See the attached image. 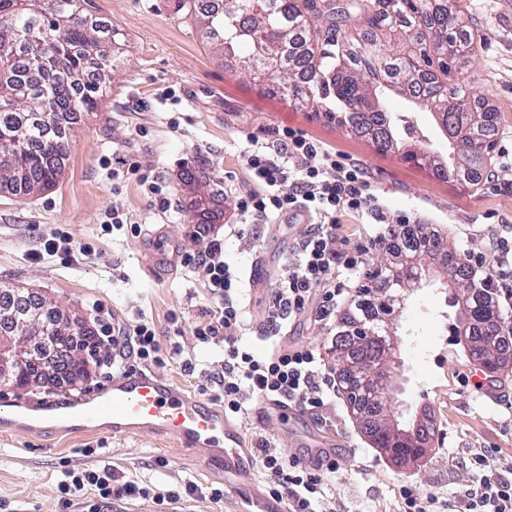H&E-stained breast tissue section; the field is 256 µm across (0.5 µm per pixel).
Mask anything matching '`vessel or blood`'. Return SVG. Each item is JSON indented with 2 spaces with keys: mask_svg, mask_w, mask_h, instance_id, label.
Masks as SVG:
<instances>
[{
  "mask_svg": "<svg viewBox=\"0 0 512 512\" xmlns=\"http://www.w3.org/2000/svg\"><path fill=\"white\" fill-rule=\"evenodd\" d=\"M296 405L264 400L253 416L262 422L299 414ZM73 414L86 431L106 428L113 435L155 433L175 439L178 447L219 460L225 472L243 475L252 466L243 456L242 433L229 423L222 407L188 395L154 373L125 367L116 370L111 384L97 398L74 403Z\"/></svg>",
  "mask_w": 512,
  "mask_h": 512,
  "instance_id": "vessel-or-blood-1",
  "label": "vessel or blood"
}]
</instances>
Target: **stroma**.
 Listing matches in <instances>:
<instances>
[{
  "instance_id": "obj_1",
  "label": "stroma",
  "mask_w": 512,
  "mask_h": 512,
  "mask_svg": "<svg viewBox=\"0 0 512 512\" xmlns=\"http://www.w3.org/2000/svg\"><path fill=\"white\" fill-rule=\"evenodd\" d=\"M460 2L476 45L461 79L497 113V146L512 149V0ZM87 15L120 30L122 52L98 109L78 115L56 184L25 197L0 186V281L38 292L90 323L99 314L125 326L146 319L163 333L170 314H177L183 333L177 344L163 342L165 361L151 370L201 398L214 396L204 372L220 367L224 347L198 343L192 334L208 300L178 256L198 249L196 225L208 224L223 236L227 258L245 278L254 260L270 271L282 265L309 230L305 222L243 223L238 199L256 188L243 153L257 129L290 127L347 156L366 170L388 222L412 214L442 229L457 251L476 245L480 234L512 225V189L489 183L476 190L440 178L404 157L416 145L412 135H399L398 148L382 152L322 113L264 90L226 65L199 23L177 17L169 0H90ZM121 161L165 179L173 202L167 213L152 209L135 176L113 181L112 169ZM115 209L129 225L105 232ZM133 223L141 225L140 235L131 234ZM228 224L241 225V234L225 235ZM55 228L86 245V253L69 262L37 259ZM160 238L169 241L175 257L154 252ZM426 266V276L408 289L396 312L398 345L389 362L394 385L388 390L389 404L403 421L418 418L432 428L423 458L400 464L380 456L345 400L300 419L259 423L249 416L237 422L248 449L266 438L283 445L287 433L296 439L293 453L299 457L333 442L336 475L329 496L342 512H396L401 490L410 485L448 494L472 479L474 453L512 464V352L492 394L463 386L461 378L474 363L449 335L455 310L444 286L445 267L436 255ZM178 347L195 355L200 369L194 375L181 371ZM114 357L111 343H100L90 377L65 396L0 385V415L17 403L37 409L95 398L112 381L106 368ZM105 468L156 493L188 481L224 492L218 503L182 500L178 512H240L243 506V494L225 478L223 465L204 464L171 438L49 427L38 435L0 432V512H88L86 495L63 506L60 484L68 471Z\"/></svg>"
}]
</instances>
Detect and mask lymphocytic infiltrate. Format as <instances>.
Masks as SVG:
<instances>
[{
  "instance_id": "lymphocytic-infiltrate-1",
  "label": "lymphocytic infiltrate",
  "mask_w": 512,
  "mask_h": 512,
  "mask_svg": "<svg viewBox=\"0 0 512 512\" xmlns=\"http://www.w3.org/2000/svg\"><path fill=\"white\" fill-rule=\"evenodd\" d=\"M244 153L258 188L241 198V216L252 224H274L282 218L310 220V231L298 241L291 256L273 275L266 310L268 352L259 353L239 342L244 324L241 281L224 255V242L199 228L195 238L201 248L185 252L183 268L200 282L215 307L206 309L192 334L202 342L224 346L220 370L212 373L218 400L225 416H239L247 398L284 401L312 411L335 405L339 396L336 372L327 365L320 348L287 343L285 337L297 322L314 315L325 328L335 329L336 312L349 290L355 288L365 266L368 250L381 247L395 252L399 236L388 234L383 209L370 182L358 165L348 162L307 134L289 128H264L250 134ZM313 158L303 170H291L290 158ZM357 214L372 219L373 229L364 245L337 249L336 228L341 216ZM487 254L466 251L483 281L499 300H512V278L504 271L512 260V240L490 238ZM106 339L118 346L122 357L138 364L162 363L161 345L153 324L141 322L125 328H106ZM268 495L284 502L288 512H335L325 488L336 473V462L319 459L307 463L291 459L274 442L262 441L256 457ZM478 474L467 485L442 497L404 489L399 512H512V476L475 455ZM97 490L99 502L89 512H102L101 500L145 498L149 492L133 480H120L112 470L69 473L62 484L73 496Z\"/></svg>"
}]
</instances>
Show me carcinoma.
Returning a JSON list of instances; mask_svg holds the SVG:
<instances>
[{"mask_svg":"<svg viewBox=\"0 0 512 512\" xmlns=\"http://www.w3.org/2000/svg\"><path fill=\"white\" fill-rule=\"evenodd\" d=\"M88 0H0V149L11 150L13 165L0 169V185L24 196L53 187L62 172L72 133V116L97 110L103 84L112 71V49L119 42L114 28L93 29L72 19ZM175 14L201 16L203 25L230 63L255 80L275 82L294 104L315 106L329 120L366 138L375 147L398 146L394 128L405 120L389 113L385 99L398 89L429 112L441 116L451 141L465 146L461 160H444L422 138L420 148L405 158L442 177L477 181L494 145L496 113L480 106V97L460 81L464 58L474 37L466 31L463 7L448 0H237L224 9L203 0H171ZM44 117L43 130L30 127L29 116ZM449 243L439 231L426 228L403 238L402 252L430 251V243ZM366 288L380 294L399 284L389 270H376ZM452 306H465L454 319L460 335L463 313L472 318L469 357L488 373L500 366L484 359L496 343L508 342L485 331L497 314L483 287L467 265L447 270ZM28 304V295L0 283V336L13 326L4 315ZM388 302H361L343 319L335 349L346 363L337 374L351 407L366 418L373 447L398 455L422 457L426 449L388 429L381 415L387 392L362 374L377 359L378 349L362 328L375 321L374 309Z\"/></svg>","mask_w":512,"mask_h":512,"instance_id":"1","label":"carcinoma"}]
</instances>
